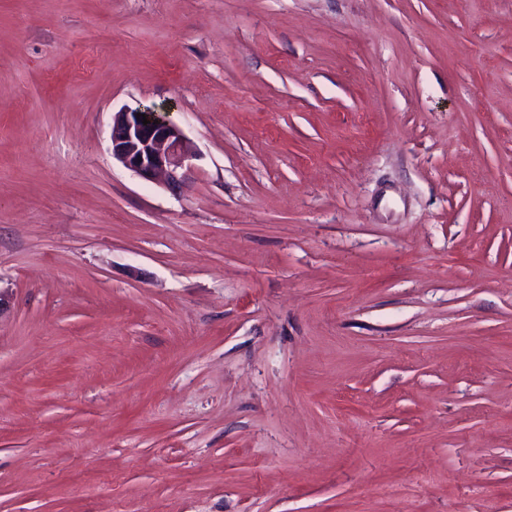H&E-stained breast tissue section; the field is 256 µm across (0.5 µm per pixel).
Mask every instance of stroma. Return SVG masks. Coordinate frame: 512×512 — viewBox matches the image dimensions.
<instances>
[{
    "label": "stroma",
    "mask_w": 512,
    "mask_h": 512,
    "mask_svg": "<svg viewBox=\"0 0 512 512\" xmlns=\"http://www.w3.org/2000/svg\"><path fill=\"white\" fill-rule=\"evenodd\" d=\"M0 512H512V0H0ZM142 114L148 124H143ZM111 146L115 160L147 181L163 179L169 186L180 187L191 171L194 154L182 129L150 108L116 112Z\"/></svg>",
    "instance_id": "stroma-1"
}]
</instances>
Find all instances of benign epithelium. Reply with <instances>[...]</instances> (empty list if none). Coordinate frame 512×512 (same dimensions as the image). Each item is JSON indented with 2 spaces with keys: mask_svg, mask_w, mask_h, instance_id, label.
I'll list each match as a JSON object with an SVG mask.
<instances>
[{
  "mask_svg": "<svg viewBox=\"0 0 512 512\" xmlns=\"http://www.w3.org/2000/svg\"><path fill=\"white\" fill-rule=\"evenodd\" d=\"M111 146L112 158L147 181L179 187L191 171L194 154L182 129L150 108L115 113Z\"/></svg>",
  "mask_w": 512,
  "mask_h": 512,
  "instance_id": "7a95c632",
  "label": "benign epithelium"
}]
</instances>
